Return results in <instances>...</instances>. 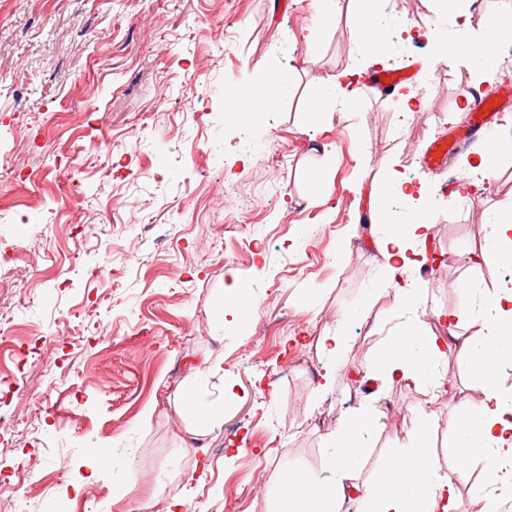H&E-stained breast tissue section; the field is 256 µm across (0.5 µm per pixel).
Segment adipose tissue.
<instances>
[{
    "instance_id": "1",
    "label": "adipose tissue",
    "mask_w": 512,
    "mask_h": 512,
    "mask_svg": "<svg viewBox=\"0 0 512 512\" xmlns=\"http://www.w3.org/2000/svg\"><path fill=\"white\" fill-rule=\"evenodd\" d=\"M432 230L430 209L424 206L411 213L406 233L378 243L386 277L402 285L398 302L404 312L403 322L390 334L391 348L384 356L386 372L388 378L421 386L432 378L435 366L451 348L470 364L485 365V372L465 383L461 407L448 414V432L456 437H474L467 463L482 464L485 473L474 499L480 512H495L497 488L512 481V396L498 382L500 365L512 359V281L484 289L479 309L449 312L450 331L438 335L418 319L421 297L416 288L402 284L404 273L416 265L412 251L425 245ZM511 258L512 202L503 205L492 233L472 248L470 262L491 266ZM374 425L366 409L344 414L327 458L336 474L335 483L295 473L280 489L285 512H341L350 495L359 496L365 512H456L458 489L440 471L426 446L432 430L426 414L408 432L409 450L402 455L400 465L389 460L383 463L382 487L360 482L357 462L362 448L355 432Z\"/></svg>"
}]
</instances>
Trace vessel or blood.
<instances>
[{"mask_svg":"<svg viewBox=\"0 0 512 512\" xmlns=\"http://www.w3.org/2000/svg\"><path fill=\"white\" fill-rule=\"evenodd\" d=\"M411 78L412 74L406 68L396 71L379 68L369 75L368 84L379 90L387 87L393 89ZM488 104V99H476L467 125L454 127L453 130L435 135L427 141L420 153V163L424 171L433 175L438 174L446 168L449 157L461 142L473 139L475 134L486 132L493 127L496 113L489 110Z\"/></svg>","mask_w":512,"mask_h":512,"instance_id":"vessel-or-blood-1","label":"vessel or blood"}]
</instances>
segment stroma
Listing matches in <instances>:
<instances>
[{"instance_id":"stroma-1","label":"stroma","mask_w":512,"mask_h":512,"mask_svg":"<svg viewBox=\"0 0 512 512\" xmlns=\"http://www.w3.org/2000/svg\"><path fill=\"white\" fill-rule=\"evenodd\" d=\"M347 5L319 29L301 0H0V512H165L178 495L183 512H276L289 473L335 481L337 418L362 407L379 418L362 437V481H381L423 412L448 468L455 392L434 403L428 385L371 392L358 376L401 315L376 241L408 210L380 204L394 173L433 200L435 260L409 274L431 327L465 306V289L512 279V263L466 260L512 197V151L487 180L468 146L443 175L419 163L474 91L467 56L435 70L434 43L488 39L483 17L512 13V0H478L467 29L437 0H379L380 65L413 67L401 94L428 106L410 117L401 94L361 91L354 111L337 87L378 65ZM257 66L275 105L227 123ZM315 102L334 127L328 157ZM444 180L482 188L448 198ZM243 298L244 321L215 322ZM333 333L349 350L326 388L316 343ZM204 356L222 370L198 397H223L224 418L195 440L168 398Z\"/></svg>"}]
</instances>
